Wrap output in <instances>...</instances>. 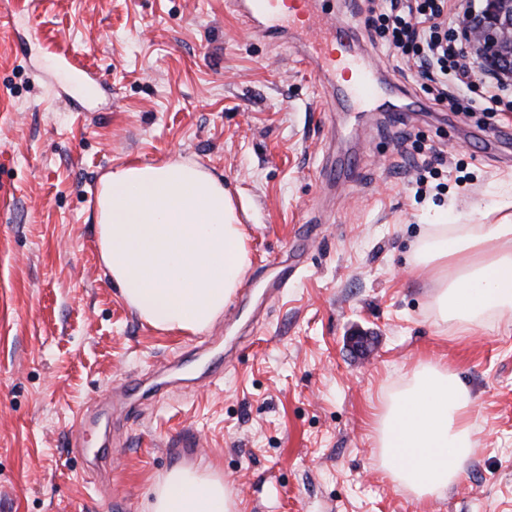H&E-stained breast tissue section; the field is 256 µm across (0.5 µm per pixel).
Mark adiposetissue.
<instances>
[{
	"mask_svg": "<svg viewBox=\"0 0 512 512\" xmlns=\"http://www.w3.org/2000/svg\"><path fill=\"white\" fill-rule=\"evenodd\" d=\"M94 220L107 276L138 317L167 332L210 328L249 266V237L224 179L182 160L130 161L102 179ZM413 266L437 284L442 326L461 333L512 313V215L493 224H431ZM460 377L426 364L377 416L381 467L419 498L463 475L478 432ZM223 476L178 467L154 487L151 512H233Z\"/></svg>",
	"mask_w": 512,
	"mask_h": 512,
	"instance_id": "adipose-tissue-1",
	"label": "adipose tissue"
}]
</instances>
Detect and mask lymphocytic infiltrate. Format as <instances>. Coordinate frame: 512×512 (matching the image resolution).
Here are the masks:
<instances>
[{"label":"lymphocytic infiltrate","mask_w":512,"mask_h":512,"mask_svg":"<svg viewBox=\"0 0 512 512\" xmlns=\"http://www.w3.org/2000/svg\"><path fill=\"white\" fill-rule=\"evenodd\" d=\"M460 12L448 0H377L365 29L394 65L417 66L420 88L435 105L451 112H512V87L465 65L469 51L457 35Z\"/></svg>","instance_id":"f902f5d3"}]
</instances>
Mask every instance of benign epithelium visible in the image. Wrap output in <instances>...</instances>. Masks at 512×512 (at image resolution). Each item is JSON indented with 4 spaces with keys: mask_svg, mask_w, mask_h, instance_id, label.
<instances>
[{
    "mask_svg": "<svg viewBox=\"0 0 512 512\" xmlns=\"http://www.w3.org/2000/svg\"><path fill=\"white\" fill-rule=\"evenodd\" d=\"M459 28L476 64L512 81V0H484L480 10L462 14Z\"/></svg>",
    "mask_w": 512,
    "mask_h": 512,
    "instance_id": "obj_1",
    "label": "benign epithelium"
}]
</instances>
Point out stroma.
I'll use <instances>...</instances> for the list:
<instances>
[{"label":"stroma","mask_w":512,"mask_h":512,"mask_svg":"<svg viewBox=\"0 0 512 512\" xmlns=\"http://www.w3.org/2000/svg\"><path fill=\"white\" fill-rule=\"evenodd\" d=\"M224 2L0 0V512H148L199 465L236 512H512V320L439 327L412 270L423 225L493 224L512 202V112L439 111L373 46L413 107L345 111L294 40ZM433 147L442 187L420 197ZM167 159L223 176L250 236L197 335L142 322L99 258L102 176ZM429 362L469 387L479 432L441 499L385 477L372 431Z\"/></svg>","instance_id":"obj_1"}]
</instances>
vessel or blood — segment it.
Masks as SVG:
<instances>
[{
    "label": "vessel or blood",
    "mask_w": 512,
    "mask_h": 512,
    "mask_svg": "<svg viewBox=\"0 0 512 512\" xmlns=\"http://www.w3.org/2000/svg\"><path fill=\"white\" fill-rule=\"evenodd\" d=\"M314 0H228L227 6L265 33L301 35V54L327 77L349 111H390L378 82V67L349 28L328 23Z\"/></svg>",
    "instance_id": "1"
}]
</instances>
